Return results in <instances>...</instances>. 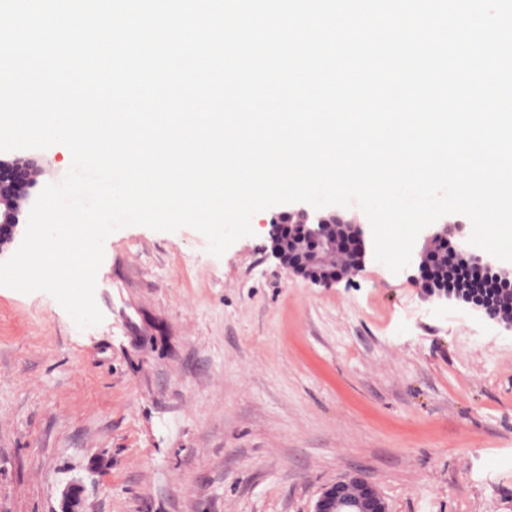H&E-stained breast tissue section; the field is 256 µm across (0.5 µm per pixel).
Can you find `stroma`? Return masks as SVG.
I'll use <instances>...</instances> for the list:
<instances>
[{
  "instance_id": "stroma-1",
  "label": "stroma",
  "mask_w": 512,
  "mask_h": 512,
  "mask_svg": "<svg viewBox=\"0 0 512 512\" xmlns=\"http://www.w3.org/2000/svg\"><path fill=\"white\" fill-rule=\"evenodd\" d=\"M0 158L37 160L34 198L72 161ZM104 251L100 324L0 287V512H59L74 481L85 512H312L348 474L389 512H512L504 322L371 254L329 286L286 274L264 227L219 257L187 227Z\"/></svg>"
}]
</instances>
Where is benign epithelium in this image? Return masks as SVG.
Listing matches in <instances>:
<instances>
[{"label":"benign epithelium","mask_w":512,"mask_h":512,"mask_svg":"<svg viewBox=\"0 0 512 512\" xmlns=\"http://www.w3.org/2000/svg\"><path fill=\"white\" fill-rule=\"evenodd\" d=\"M35 172L16 164L0 162V250L14 242L19 230L21 203L19 184L30 181ZM459 224H432L426 228L424 243L410 266L417 268L416 278L424 276L433 250L462 236ZM271 255L289 274L303 276L328 285L357 275L364 258V229L331 211L318 217L303 212L296 223L269 225ZM463 252L479 272L512 284V268H505L487 255L476 253L468 242ZM61 512H83L81 489L70 485L63 494ZM313 512H388L384 498L373 484L359 476H346L326 488L315 502Z\"/></svg>","instance_id":"1"}]
</instances>
